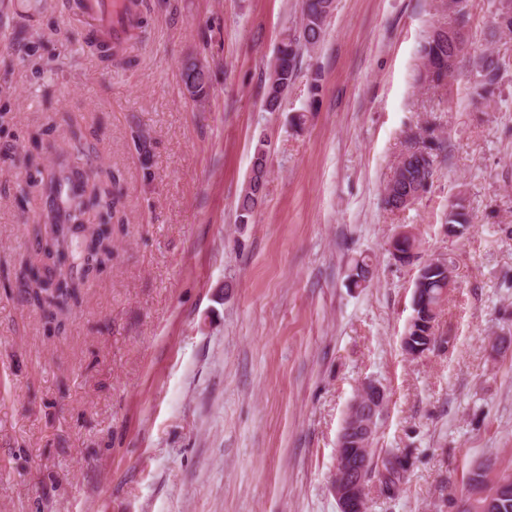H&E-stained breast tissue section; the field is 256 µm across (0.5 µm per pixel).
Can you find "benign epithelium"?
Returning a JSON list of instances; mask_svg holds the SVG:
<instances>
[{"label":"benign epithelium","instance_id":"benign-epithelium-1","mask_svg":"<svg viewBox=\"0 0 512 512\" xmlns=\"http://www.w3.org/2000/svg\"><path fill=\"white\" fill-rule=\"evenodd\" d=\"M361 393L368 396L366 403L354 398L343 420L337 441L336 467L333 475V492L339 512H365L366 491L373 462L370 458L373 422L385 402V392L377 384L366 382ZM364 438L365 449L351 447L355 436Z\"/></svg>","mask_w":512,"mask_h":512}]
</instances>
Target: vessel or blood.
<instances>
[{
  "label": "vessel or blood",
  "instance_id": "b4317fda",
  "mask_svg": "<svg viewBox=\"0 0 512 512\" xmlns=\"http://www.w3.org/2000/svg\"><path fill=\"white\" fill-rule=\"evenodd\" d=\"M73 13L102 56L130 45L143 25L142 0H74Z\"/></svg>",
  "mask_w": 512,
  "mask_h": 512
}]
</instances>
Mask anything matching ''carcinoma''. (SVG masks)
I'll use <instances>...</instances> for the list:
<instances>
[{
    "instance_id": "obj_1",
    "label": "carcinoma",
    "mask_w": 512,
    "mask_h": 512,
    "mask_svg": "<svg viewBox=\"0 0 512 512\" xmlns=\"http://www.w3.org/2000/svg\"><path fill=\"white\" fill-rule=\"evenodd\" d=\"M494 21L497 30L512 36V0H494ZM335 0H302L299 25L284 34L270 66L268 88L264 110L275 112L282 104L283 96L293 84L301 56L318 45L326 33ZM470 10L460 9L448 17V22L435 28L430 37L421 45L425 81L433 88L442 86L452 75L457 64L458 45H468L466 25ZM473 98L487 100L495 95L502 78V64L493 53H483L475 58L473 65ZM184 89L194 99L207 94L208 76L203 67L195 62L184 65L182 72ZM437 147L432 135H427L407 148L409 156L396 167L387 185L389 195L385 196L386 206L391 210L400 209L399 202L412 191H427V180L433 179L435 159L433 150ZM268 145L260 140L253 154L251 175L238 198L237 219L247 224L257 207V195L266 189L264 167L267 162ZM33 174L17 184L20 200L28 201L30 194L37 193L45 200V209L33 218L31 235L35 249L29 259V272L42 277L40 281L29 282L30 304L46 312L54 300L62 299L77 305L83 290L95 273L112 264V228L102 229L96 223L85 226L76 224L81 217L92 213L98 207L111 213L120 198L116 192L120 177L112 172L105 178L88 177L74 165L63 164L58 169L41 170L37 163H31ZM447 223L459 229L470 225V215L462 200L448 204ZM372 275L371 258L367 255L352 263L351 282L359 287ZM424 296L423 306L413 309L416 316L407 329V344L422 346L426 341V321L434 322L441 307L445 292L448 291V276L440 267H428L421 282ZM385 473L380 479L382 491L392 494L406 474V456L402 453L388 454L383 463ZM491 462L486 461L471 472L469 480L482 483L492 494L501 481H512V472L496 477V482H487Z\"/></svg>"
}]
</instances>
